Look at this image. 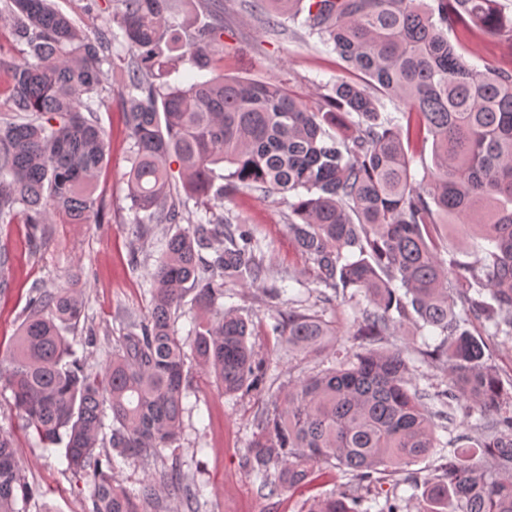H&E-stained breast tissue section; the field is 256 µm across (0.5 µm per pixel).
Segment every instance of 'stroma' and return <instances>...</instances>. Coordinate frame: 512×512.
Listing matches in <instances>:
<instances>
[{
  "instance_id": "35a3bbf8",
  "label": "stroma",
  "mask_w": 512,
  "mask_h": 512,
  "mask_svg": "<svg viewBox=\"0 0 512 512\" xmlns=\"http://www.w3.org/2000/svg\"><path fill=\"white\" fill-rule=\"evenodd\" d=\"M54 3L92 38L112 25L116 12L114 0H97L92 10L87 0ZM215 11L224 21L226 75L276 79L311 105L320 104L326 86L343 66L332 48L317 37L306 36L293 23L278 33L266 34L246 0H218ZM130 59L124 45L113 44L112 61L104 77L108 107L99 113L110 135L109 166L98 181L104 205L101 223L70 224L61 214L51 215L48 223L40 226V240L34 247L29 244L27 225L0 224V250L9 257L0 270L2 370L9 367L10 342L33 286L76 289L84 313L67 337L77 356L96 370L107 363L124 333L125 321L142 319L149 309V277L161 255L159 241L166 227L151 224L140 229L127 197L124 174L130 167L131 141L120 94ZM287 215L288 200L280 195L261 198L244 191L224 201L225 219L245 225L265 252L269 271L258 287L226 284L221 304L249 316L254 351L258 357L277 360L276 370L268 372L256 390L227 396L195 358H187L190 387L183 400L186 412L179 441L146 462L112 456L106 444L100 448L101 454L111 455L115 475L129 492H138L148 471L175 463L188 486L203 489L197 512H301L306 499L327 497L350 482L349 474L328 464L309 486L272 493L261 489L244 465L257 416L270 406L278 387L332 367L359 345L353 337L361 320L358 305L346 295L322 302L314 265L297 252L286 227ZM272 286L279 288L278 298H270ZM305 309L337 329L323 348L303 351L290 347L285 336L274 329L288 311ZM438 341L434 333L407 323L393 329L383 345L405 348L415 355L416 383L433 394L448 385L445 363L424 355L427 347ZM0 428L12 432L21 473L35 491L25 512H90L86 479L67 470L60 448L44 447L36 433L27 429L11 391L1 382Z\"/></svg>"
}]
</instances>
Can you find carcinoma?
<instances>
[{
  "instance_id": "1",
  "label": "carcinoma",
  "mask_w": 512,
  "mask_h": 512,
  "mask_svg": "<svg viewBox=\"0 0 512 512\" xmlns=\"http://www.w3.org/2000/svg\"><path fill=\"white\" fill-rule=\"evenodd\" d=\"M116 23L132 52L121 111L132 141L125 174L138 224H166L151 275L146 316L128 324L104 370L74 358L65 332L83 315L72 288L30 289L5 377L26 425L47 447L65 444L67 470L91 478V512H143L164 489L195 496L171 467L132 494L102 459L99 436L120 456L145 460L180 438L188 376L175 320L192 293L208 315L188 346L226 395L251 391L267 374L249 337L252 321L218 305L224 284L265 280V256L241 224L224 222V199L245 189L289 195L288 233L334 296L367 301L365 346L339 365L274 395L258 416L245 465L274 491L309 484L336 463L353 483L307 502L303 512H370L387 476L423 489L421 512H512V390L489 363L488 340H512V60L483 71L465 60L483 29L512 56V16L497 0H248L267 33L304 15L302 27L345 63L314 109L276 80L224 75V25L182 19L194 0H116ZM23 57L6 65L9 112L0 118V224H27L29 239L53 212L89 224L103 209L96 184L109 164L97 112L112 30L94 40L50 0H3L0 22ZM182 59L203 78L167 81ZM398 99L406 126L381 118L378 96ZM431 144L433 167L412 163ZM177 164L182 185L174 182ZM228 174L215 186V167ZM212 203L193 220L189 201ZM461 216L488 243L470 262L443 254L442 229ZM210 252L205 258L202 252ZM413 323L440 336L448 368L435 398L469 420L472 437L421 476L410 466L437 448L430 395L412 383L401 348L377 347ZM297 348L336 330L316 314L290 311L275 325ZM33 496L11 436L0 431V512H23Z\"/></svg>"
}]
</instances>
